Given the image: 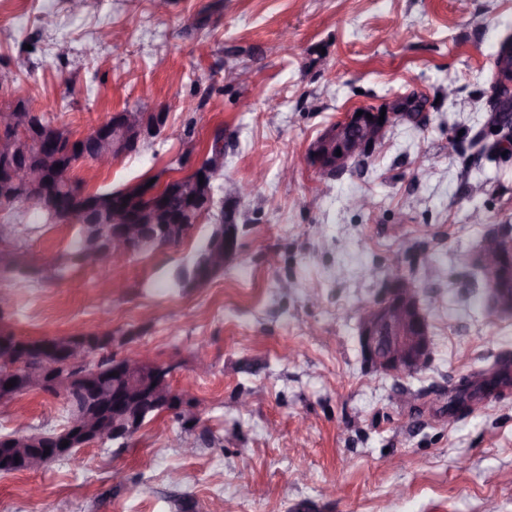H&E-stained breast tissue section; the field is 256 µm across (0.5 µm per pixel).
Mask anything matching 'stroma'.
Here are the masks:
<instances>
[{
    "instance_id": "stroma-1",
    "label": "stroma",
    "mask_w": 512,
    "mask_h": 512,
    "mask_svg": "<svg viewBox=\"0 0 512 512\" xmlns=\"http://www.w3.org/2000/svg\"><path fill=\"white\" fill-rule=\"evenodd\" d=\"M508 32L512 0H170L162 13L153 0H0V72L15 77L0 105L26 100L77 138L115 112L167 115L91 189L189 175L219 128V183L252 186L234 264L187 291L169 275L212 216L178 248L115 268L62 263L76 225L0 209L26 227L0 245L12 331L147 325L114 354L172 364L173 388L202 406L194 428L164 413L127 447L0 474V512H512V387L448 415L465 379L512 358V315L488 316L471 293L482 238L512 226V159L468 147ZM401 98L421 102V121L394 120L334 178L310 165L330 125ZM359 195L371 210L350 207ZM54 260L50 278L8 272ZM391 271L418 287L431 336L410 376L372 370L358 344V309ZM108 279L121 290L104 294ZM67 417L62 398L30 392L0 404V434Z\"/></svg>"
}]
</instances>
